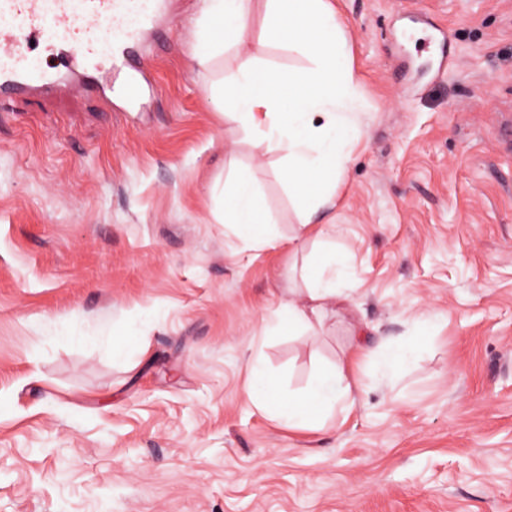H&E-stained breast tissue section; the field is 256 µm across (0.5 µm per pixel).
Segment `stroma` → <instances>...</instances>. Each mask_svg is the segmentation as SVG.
I'll list each match as a JSON object with an SVG mask.
<instances>
[{"instance_id":"stroma-1","label":"stroma","mask_w":512,"mask_h":512,"mask_svg":"<svg viewBox=\"0 0 512 512\" xmlns=\"http://www.w3.org/2000/svg\"><path fill=\"white\" fill-rule=\"evenodd\" d=\"M362 109L327 232L351 310L264 324L308 250L280 153L213 101L202 0H166L129 56L148 80L38 48L0 111V512H512V0H333ZM246 173L275 246L224 228ZM111 310L110 329L99 315ZM425 334L376 378L386 347ZM344 365L350 410L288 428L246 395ZM419 352V345L414 342L400 344L395 351L384 354L377 365L381 379L401 372Z\"/></svg>"}]
</instances>
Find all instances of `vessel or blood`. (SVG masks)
I'll return each instance as SVG.
<instances>
[{"mask_svg": "<svg viewBox=\"0 0 512 512\" xmlns=\"http://www.w3.org/2000/svg\"><path fill=\"white\" fill-rule=\"evenodd\" d=\"M157 0H0V81L14 86L24 77L23 63L30 59L33 44L61 33L74 34L90 28L92 21L107 24L113 44L133 39L144 25Z\"/></svg>", "mask_w": 512, "mask_h": 512, "instance_id": "1", "label": "vessel or blood"}]
</instances>
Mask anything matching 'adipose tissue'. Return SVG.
<instances>
[{"mask_svg":"<svg viewBox=\"0 0 512 512\" xmlns=\"http://www.w3.org/2000/svg\"><path fill=\"white\" fill-rule=\"evenodd\" d=\"M254 2L204 0L202 27L216 30L218 38L199 62L207 64L228 44L245 51V61L222 81L218 97L244 127L282 152L281 176L299 224L290 242L299 250L310 226L335 206L336 187L354 147L351 123L361 107L360 96L331 0H264L266 36L307 60L300 73L261 64L263 45L251 40L245 24ZM271 224L256 187L246 177H233L224 190L225 228L264 247L274 243ZM317 245L304 288L289 289L287 300L267 320V332L308 331L327 314L345 310L348 298L336 281L345 274L349 258L328 239ZM250 374L249 400L291 428H321L354 403L353 385L338 367L319 372L305 392L291 395L267 381L262 362H254Z\"/></svg>","mask_w":512,"mask_h":512,"instance_id":"ef3b65f1","label":"adipose tissue"}]
</instances>
